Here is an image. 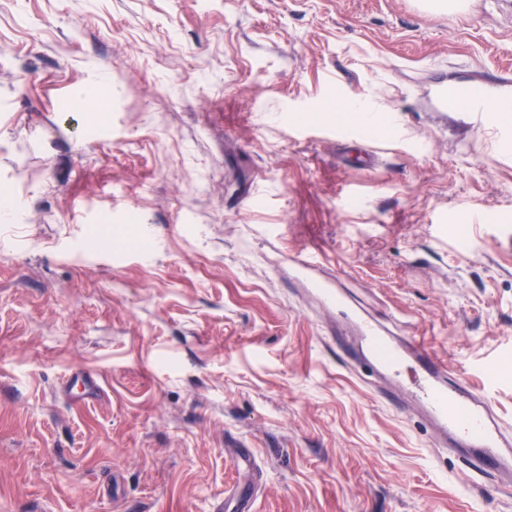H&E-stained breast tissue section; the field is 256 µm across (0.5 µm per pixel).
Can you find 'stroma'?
Instances as JSON below:
<instances>
[{"instance_id": "35a3bbf8", "label": "stroma", "mask_w": 512, "mask_h": 512, "mask_svg": "<svg viewBox=\"0 0 512 512\" xmlns=\"http://www.w3.org/2000/svg\"><path fill=\"white\" fill-rule=\"evenodd\" d=\"M103 76L93 112L74 93ZM512 0H0V512H512L382 399L290 259L512 425ZM399 132L346 164L343 97ZM99 390L66 388L72 372ZM250 449L255 469L239 466Z\"/></svg>"}]
</instances>
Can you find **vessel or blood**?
I'll return each instance as SVG.
<instances>
[{"mask_svg":"<svg viewBox=\"0 0 512 512\" xmlns=\"http://www.w3.org/2000/svg\"><path fill=\"white\" fill-rule=\"evenodd\" d=\"M321 263L318 253L309 252L298 259L296 271L314 281L323 301L339 303L338 292L314 280ZM354 325L360 345L373 363L398 383L397 389L387 392L388 401L397 406L411 401L422 405L442 442L472 450L484 472L498 473L512 463V433L506 432L494 413L487 389L473 385L467 375L454 372L421 340L411 338L394 346L385 340L383 330L374 321L359 317Z\"/></svg>","mask_w":512,"mask_h":512,"instance_id":"vessel-or-blood-1","label":"vessel or blood"}]
</instances>
